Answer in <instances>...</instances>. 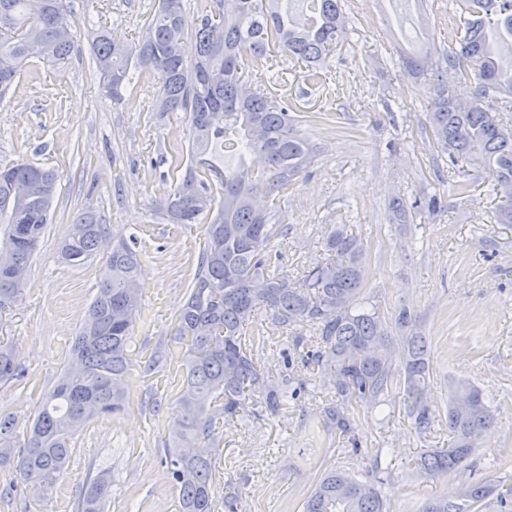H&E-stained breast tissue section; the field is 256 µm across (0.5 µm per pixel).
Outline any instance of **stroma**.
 Listing matches in <instances>:
<instances>
[{"mask_svg": "<svg viewBox=\"0 0 512 512\" xmlns=\"http://www.w3.org/2000/svg\"><path fill=\"white\" fill-rule=\"evenodd\" d=\"M77 38L63 64L34 58L0 99V161H27L58 171L52 224L30 259L17 302L0 310V342L11 344L24 376L0 384V414L16 417V443L67 365L73 340L93 301L103 255L65 260L60 244L75 216L92 212L113 237L135 236L141 261L143 318L131 342L134 359L124 411L92 419L70 441L68 469L47 500L33 497L14 464H0V512H76L86 480H112L104 512H179V491L161 463L168 426L179 412L186 370L172 339L205 245L200 224H172L155 201L174 188L189 163L188 123L181 112L154 109L157 78L146 75L121 101L103 96L93 36L101 24L117 43L141 35L158 0H68ZM350 32L310 85L302 68L278 55L281 94L295 104L299 130L314 153L281 198L280 233L271 262L298 276L324 263V241L339 226L361 236L368 251L362 295L381 311L407 309L426 336L430 380L425 389L439 415L418 433L402 399L384 412L353 411L354 442L327 417L330 368L314 370V395L246 424L221 425L213 512L237 497L238 512H302L320 477L340 467L365 479L375 451L388 449L378 489L388 512H420L451 482L424 475L421 457L447 447L448 382L466 379L497 406L494 429L467 460L483 475L493 456L512 458V227L496 223L488 179L471 167L468 196L448 186L426 121L434 96L428 75L403 68L409 54L443 50L454 26L450 0H342ZM437 194L444 211L390 220L394 199ZM259 362L277 376L287 336L271 321L255 332Z\"/></svg>", "mask_w": 512, "mask_h": 512, "instance_id": "35a3bbf8", "label": "stroma"}]
</instances>
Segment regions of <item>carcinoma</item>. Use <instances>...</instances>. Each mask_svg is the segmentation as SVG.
<instances>
[{
	"instance_id": "carcinoma-1",
	"label": "carcinoma",
	"mask_w": 512,
	"mask_h": 512,
	"mask_svg": "<svg viewBox=\"0 0 512 512\" xmlns=\"http://www.w3.org/2000/svg\"><path fill=\"white\" fill-rule=\"evenodd\" d=\"M289 0H215L188 24L182 0H159L138 46L94 38L103 95L121 98L134 75L157 76V111L188 117L191 156L205 166L189 167L163 196L156 210L174 224L206 218V246L193 288L179 311L174 336L185 345L186 374L180 387V412L170 422L164 450L167 474L179 489L180 512H212L213 472L222 435L220 422L275 414L306 389L295 375L274 380L258 364L247 327L258 317L292 333L293 350L304 365L336 368V405L327 413L349 432L347 412L355 404L381 409L387 398L405 393V410L416 429L431 428L435 412L424 397L430 375L426 337L417 332L393 335L411 322L403 310L382 314L361 297L367 274V247L361 238L338 228L325 239V263L291 279L270 269L266 255L277 235L274 223L282 190L312 159L307 141L295 129L288 101L271 92L246 88L245 64L265 66L278 49L305 65L318 82L319 66L333 53L345 26L341 0H306L316 11L305 26L288 17ZM459 23L448 51L407 55L405 69L433 77L435 98L426 113L437 146L448 154V183L460 195L470 192L464 166L474 164L490 177L486 194L499 199L495 219L512 226V0H453ZM66 0H0V96L19 77L29 48L48 62H63L75 33ZM192 33L196 56L185 59L184 37ZM509 56V63L502 58ZM455 73L462 98L443 85ZM235 148L238 156L260 154L265 170L255 175L243 165L220 169L205 156L213 145ZM60 176L29 162L0 163V245L14 250V263L0 268V309L13 303L30 275V258L50 220ZM35 188L19 199L15 186ZM111 240L109 226L82 213L70 224L61 253L81 264ZM139 259L120 238L112 244L95 300L75 337L72 358L30 424L18 461L22 477L37 492L53 487L70 463L69 441L87 421L123 409L131 374L128 348L141 315ZM310 327L320 347L302 351ZM14 348L0 345V382L17 378ZM448 447L421 459L430 476L465 468L480 436L496 422L493 404L469 382L450 386ZM15 418L0 416V462L12 453ZM342 471L326 474L306 498L303 512H386L375 484ZM107 474L87 479L77 512H102L109 492ZM512 512V484L472 477L445 495L424 502L421 512Z\"/></svg>"
}]
</instances>
